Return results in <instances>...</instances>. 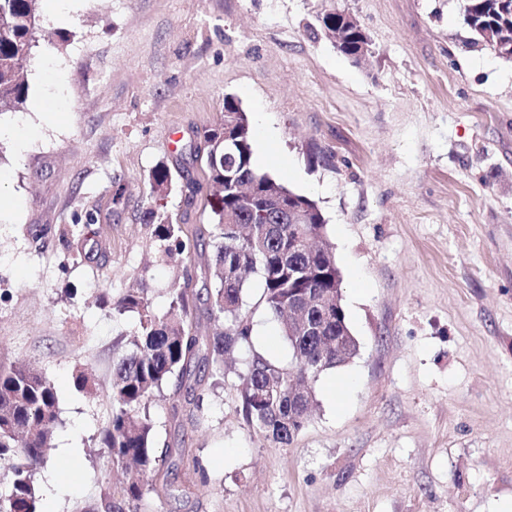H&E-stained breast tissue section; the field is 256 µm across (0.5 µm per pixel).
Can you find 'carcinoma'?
Segmentation results:
<instances>
[{
    "label": "carcinoma",
    "instance_id": "1",
    "mask_svg": "<svg viewBox=\"0 0 512 512\" xmlns=\"http://www.w3.org/2000/svg\"><path fill=\"white\" fill-rule=\"evenodd\" d=\"M40 0H0V112L16 111L25 103L28 91L27 62L36 39V17ZM324 36L335 38L334 46L354 63L368 44L365 34L343 23L336 7L318 16ZM463 22L472 41L512 59V0H466ZM223 121L203 135L196 155L204 162V179L218 192L210 205L212 228H195L188 233L159 214L173 185L165 164L149 175L156 209L151 217L160 219L154 234L164 256L174 262L196 263L203 253L190 251V240L204 234L212 237L214 255L206 265L209 315L213 332L200 331L194 304L193 276L184 274L183 283L171 292L169 309L158 317L141 291H129L118 302L119 314L138 316V334L112 343V379L109 398L112 415L100 433L112 464L127 470L125 481L112 485L100 497L83 505L80 512H140V502L150 492L172 491L168 474L161 473L167 452L156 446L155 426L148 406L166 385L201 395L196 387L207 376L224 374L226 356L240 345H252V327L245 295L259 288L256 305L276 320L282 336L297 354L293 367H281L255 352L242 375L241 414L247 426L277 445H288L308 422L315 397L313 383L318 375L311 363L321 361L327 368L344 360L348 347L358 349L356 339L336 337L349 329L344 308L336 307L335 256L324 244L310 256L304 251L292 255L296 242L320 239L326 220L318 206L307 197L288 191L282 207L265 212L266 198L282 186L274 177L253 164V133L246 113L233 98L224 99ZM234 122L232 142L224 146V121ZM306 205L305 224L290 222V211ZM317 292L327 306L311 312L323 325L326 342L298 336L288 318V297L295 293ZM58 422L57 396L53 383L31 364L0 366V456L11 453L17 462L11 470V490L0 498V512H38L39 495L34 469L44 462ZM147 474L162 480L144 484Z\"/></svg>",
    "mask_w": 512,
    "mask_h": 512
}]
</instances>
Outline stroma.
I'll return each mask as SVG.
<instances>
[{
	"instance_id": "obj_1",
	"label": "stroma",
	"mask_w": 512,
	"mask_h": 512,
	"mask_svg": "<svg viewBox=\"0 0 512 512\" xmlns=\"http://www.w3.org/2000/svg\"><path fill=\"white\" fill-rule=\"evenodd\" d=\"M355 15L366 63L321 33ZM464 0H86L52 23L41 0L23 107L0 127V364L54 384L59 423L34 474L72 485L79 512L113 481L98 446L112 342L144 291L156 315L183 278L154 235L150 171L200 181L165 212L204 224L195 147L237 99L265 125L269 175L314 200L360 343L314 384L305 428L281 447L250 431L241 376L252 352H292L249 294L254 336L201 408L151 401L177 493L143 512H502L512 503V60L476 45ZM45 111H34L35 101ZM89 376L88 389L74 382ZM179 412H172V404Z\"/></svg>"
}]
</instances>
